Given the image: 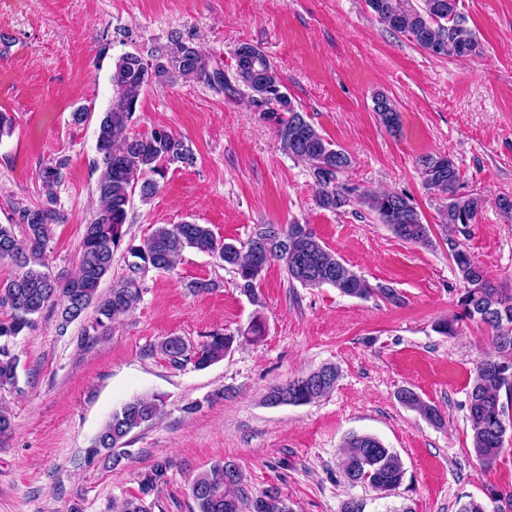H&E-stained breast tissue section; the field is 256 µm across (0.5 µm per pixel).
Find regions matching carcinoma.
<instances>
[{"label":"carcinoma","instance_id":"obj_1","mask_svg":"<svg viewBox=\"0 0 512 512\" xmlns=\"http://www.w3.org/2000/svg\"><path fill=\"white\" fill-rule=\"evenodd\" d=\"M366 4L391 31L407 37L433 56L459 58L476 52V35L452 0H421L417 6L411 0H366ZM234 61V70L229 74L213 66L197 47L174 34L166 44L152 49L148 59L127 52L112 63L111 95L97 131L95 216L85 225L77 271L66 278L56 277L47 271L46 264L52 225L63 220L56 200L64 163L46 165L39 171L46 203L17 209L16 223L22 225V236L16 235L14 225L0 224V261L7 260L19 268L15 275L0 279V305L10 310L8 318L0 320V390L17 388L19 358L8 343L31 329L34 317L53 311L65 328L93 306L96 318L92 330L84 334L85 340L93 341L107 333L108 326L129 313L140 300L138 271L148 267L169 271L187 249L218 257L238 276L240 291L252 303H259L254 286L262 270L254 263L249 242H225L207 225L187 222L159 225L140 243L128 236L125 225L131 196L138 191L143 200L150 199L157 191L152 176L162 177L172 166L186 167L195 162L192 149L167 131L160 135L155 130L130 131L141 93L153 82L179 77L226 91L244 87L252 105L275 127L283 150L312 166L319 184L315 198L319 208L334 212L355 203L375 213L398 238L421 246L431 243L430 227L422 222L410 197L387 192L358 194L340 183V175L351 166L350 155L323 137L286 92L273 101L264 98L263 81L272 80L279 87L282 82L263 50L242 43L234 51ZM374 112L389 131H399L400 112L390 98L377 95ZM419 175L423 188L441 201L438 220L448 228L451 258L464 284L459 298L462 313L438 321L434 330L453 336L464 319L474 320L480 313L497 311L504 315L501 320L485 321L501 330L495 337L498 356L477 366L468 393L472 449L482 466L488 468L504 449L503 426L512 429V418L506 417L502 401L512 397V293L493 285L482 267L454 239L458 233L467 234L469 226L476 223L486 203L483 196L458 192L460 170L447 155L420 157ZM281 231L288 238V250L274 247L265 263H281L291 282L304 288L329 285L343 295L360 299L378 291L390 301L398 300L390 288H372L326 249L309 225L289 224ZM121 247L135 258L129 264L131 275L103 293L101 282L112 268L114 251ZM236 340L232 334L216 331L207 335L199 347L190 349L182 339L169 337L158 345V351L175 366L190 361L203 369L223 359ZM337 379V369L325 366L271 387L267 399L273 404H310L329 394ZM397 398L425 420L442 423L439 409L414 390L403 388ZM163 408L164 398L152 395L112 411L87 449V458L101 459L117 468L129 455L125 438L158 419ZM342 453L343 471L349 482L366 484L384 495L401 485L405 475L401 457L378 438L352 434L345 440ZM167 469V460L156 461L140 481L141 496L126 499L121 512H138L137 506L144 497L165 482ZM190 493L196 512H292L277 486L248 495L240 468L228 470L223 461L198 474L190 485Z\"/></svg>","mask_w":512,"mask_h":512}]
</instances>
